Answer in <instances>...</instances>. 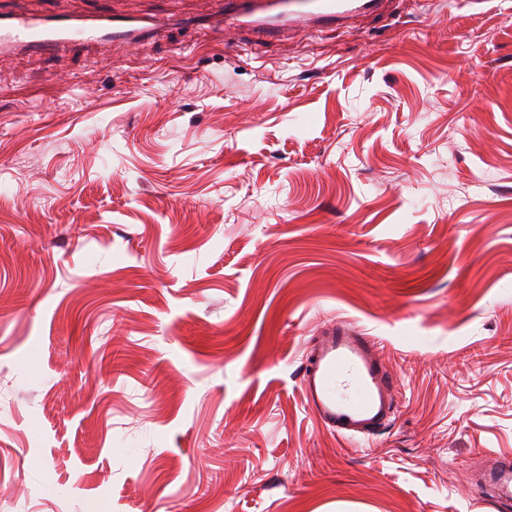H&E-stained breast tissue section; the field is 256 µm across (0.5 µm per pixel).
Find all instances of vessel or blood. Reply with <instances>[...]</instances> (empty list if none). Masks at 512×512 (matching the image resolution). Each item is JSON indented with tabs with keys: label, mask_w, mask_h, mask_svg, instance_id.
I'll list each match as a JSON object with an SVG mask.
<instances>
[{
	"label": "vessel or blood",
	"mask_w": 512,
	"mask_h": 512,
	"mask_svg": "<svg viewBox=\"0 0 512 512\" xmlns=\"http://www.w3.org/2000/svg\"><path fill=\"white\" fill-rule=\"evenodd\" d=\"M393 0H224L218 14L142 18L94 11L83 15L0 7V54L43 57L116 47L134 50L174 26L244 27L263 36L315 30L382 14ZM300 387L317 422L348 439H368L390 425L398 405L397 378L375 341L347 322H332L310 339ZM493 502L512 500V458L496 456L485 475Z\"/></svg>",
	"instance_id": "vessel-or-blood-1"
}]
</instances>
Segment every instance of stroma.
I'll return each mask as SVG.
<instances>
[{
    "label": "stroma",
    "instance_id": "stroma-1",
    "mask_svg": "<svg viewBox=\"0 0 512 512\" xmlns=\"http://www.w3.org/2000/svg\"><path fill=\"white\" fill-rule=\"evenodd\" d=\"M148 15L198 0H58ZM348 321L399 381L364 442L311 416ZM512 0L101 60L0 57L9 512H512ZM493 467L485 474V482L492 488L491 500L495 503L512 500V458L506 456H492Z\"/></svg>",
    "mask_w": 512,
    "mask_h": 512
}]
</instances>
